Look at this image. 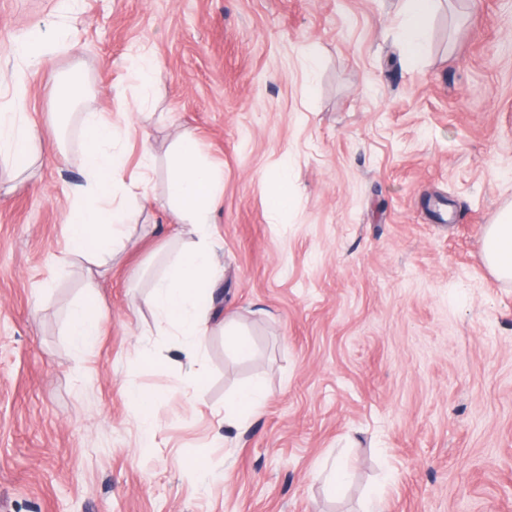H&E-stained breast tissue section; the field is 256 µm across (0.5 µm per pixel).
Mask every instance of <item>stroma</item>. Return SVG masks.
Here are the masks:
<instances>
[{
    "mask_svg": "<svg viewBox=\"0 0 512 512\" xmlns=\"http://www.w3.org/2000/svg\"><path fill=\"white\" fill-rule=\"evenodd\" d=\"M401 0H0V65L26 70L36 179L0 187V512H512V284L482 237L512 204V0H453L424 51ZM65 45L24 66L37 28ZM152 54L160 77L133 79ZM87 93L57 122L71 70ZM127 117L120 176L155 170L101 332L67 336L87 264H60L87 113ZM190 132L222 176L224 266L195 393L143 297L180 248L166 179ZM288 168L294 209L272 216ZM238 325L235 351L221 327ZM160 353L150 364L141 350ZM262 382L261 413L224 404ZM158 391L145 435L130 389ZM204 471H196V462ZM349 473L330 487L332 464Z\"/></svg>",
    "mask_w": 512,
    "mask_h": 512,
    "instance_id": "1",
    "label": "stroma"
}]
</instances>
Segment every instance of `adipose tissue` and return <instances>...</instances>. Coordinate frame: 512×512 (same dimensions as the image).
<instances>
[{"instance_id": "obj_1", "label": "adipose tissue", "mask_w": 512, "mask_h": 512, "mask_svg": "<svg viewBox=\"0 0 512 512\" xmlns=\"http://www.w3.org/2000/svg\"><path fill=\"white\" fill-rule=\"evenodd\" d=\"M440 0H403L400 44L407 61L417 60L424 47L427 23ZM85 181L72 189L65 219L67 253L87 260L89 274L84 296L70 311L68 336L74 349L87 347L101 325L102 301L96 274L110 267L121 252L134 214L115 204L117 195L134 199L145 194L147 177L116 185L121 164L119 136L108 112H95L82 125ZM42 136L26 112L14 105L0 107V158L12 161L22 177L42 157ZM168 198L186 246L170 261L151 292L143 299L155 311L160 332L176 330L190 357L200 359L209 336L211 318L203 299L220 274L214 250L213 215L220 203L217 172L202 160L197 140L182 134L170 158ZM483 258L491 274L512 280V208L502 209L489 225Z\"/></svg>"}]
</instances>
